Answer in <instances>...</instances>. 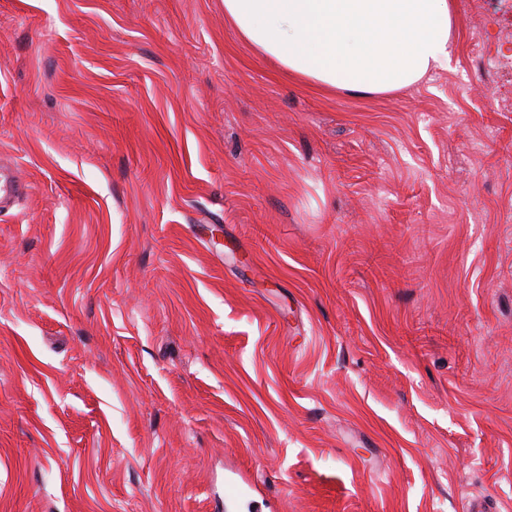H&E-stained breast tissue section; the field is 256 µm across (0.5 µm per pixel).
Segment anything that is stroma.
Masks as SVG:
<instances>
[{"label": "stroma", "mask_w": 512, "mask_h": 512, "mask_svg": "<svg viewBox=\"0 0 512 512\" xmlns=\"http://www.w3.org/2000/svg\"><path fill=\"white\" fill-rule=\"evenodd\" d=\"M454 3L351 95L224 0H0V512H512V0ZM21 183L14 170L0 163V212L8 209L19 194Z\"/></svg>", "instance_id": "obj_1"}]
</instances>
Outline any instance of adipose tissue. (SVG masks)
<instances>
[{
  "instance_id": "ef3b65f1",
  "label": "adipose tissue",
  "mask_w": 512,
  "mask_h": 512,
  "mask_svg": "<svg viewBox=\"0 0 512 512\" xmlns=\"http://www.w3.org/2000/svg\"><path fill=\"white\" fill-rule=\"evenodd\" d=\"M240 38L288 74L380 94L446 68L452 0H224Z\"/></svg>"
}]
</instances>
